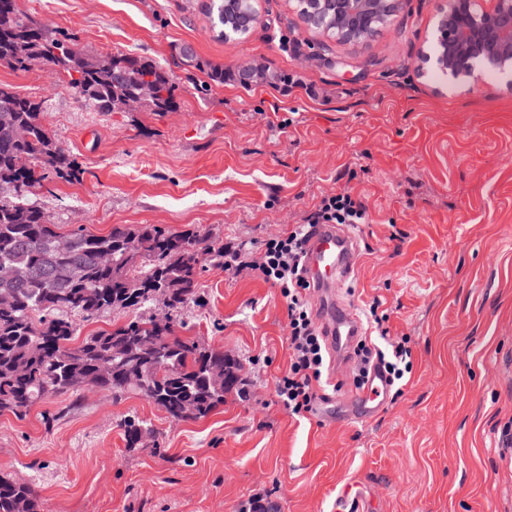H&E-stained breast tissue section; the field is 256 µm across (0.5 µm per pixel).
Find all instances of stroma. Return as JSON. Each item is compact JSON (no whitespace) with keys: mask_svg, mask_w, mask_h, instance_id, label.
Wrapping results in <instances>:
<instances>
[{"mask_svg":"<svg viewBox=\"0 0 512 512\" xmlns=\"http://www.w3.org/2000/svg\"><path fill=\"white\" fill-rule=\"evenodd\" d=\"M207 0H17L20 10L88 53H131L176 85L167 112H98L37 65H0V84L44 100L42 120L85 170L78 183L32 189L61 231L117 225L203 227L257 248L299 222L325 192L366 197L360 264L343 299H373L392 335L409 339L412 371L375 418L342 397L308 418L275 395L288 367L278 288L207 264L177 335L242 364L245 394L207 417L173 422L137 393L83 389L0 414V473L39 491L44 512H236L266 488L271 512H512V456L496 448L512 422V88L488 73L479 89L418 76L436 0H405L366 40L328 35L292 0H257L260 21L220 39ZM260 64L294 88L211 84L184 62ZM291 119L268 127L258 113ZM400 238H393V231ZM148 431L127 447L122 422Z\"/></svg>","mask_w":512,"mask_h":512,"instance_id":"1","label":"stroma"}]
</instances>
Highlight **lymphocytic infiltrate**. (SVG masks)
I'll return each mask as SVG.
<instances>
[{
	"instance_id": "obj_1",
	"label": "lymphocytic infiltrate",
	"mask_w": 512,
	"mask_h": 512,
	"mask_svg": "<svg viewBox=\"0 0 512 512\" xmlns=\"http://www.w3.org/2000/svg\"><path fill=\"white\" fill-rule=\"evenodd\" d=\"M366 203L351 192L339 190L321 194L301 223L268 237L258 252L225 247L224 269L233 275H245L279 289L285 301L288 327L287 370L277 379L276 396L289 413L298 417L315 414L327 400L322 385L327 346L309 302L312 288L304 274V245L312 228L320 224L358 226L367 223ZM371 303L367 317L374 336L358 339L353 354L356 359L354 386H364L371 371L383 373L389 382L403 378L411 368V349L407 338L389 336L388 315ZM386 347H379V340Z\"/></svg>"
}]
</instances>
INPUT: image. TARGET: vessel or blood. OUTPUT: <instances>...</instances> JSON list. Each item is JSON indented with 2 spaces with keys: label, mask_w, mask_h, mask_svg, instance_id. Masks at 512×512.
<instances>
[{
  "label": "vessel or blood",
  "mask_w": 512,
  "mask_h": 512,
  "mask_svg": "<svg viewBox=\"0 0 512 512\" xmlns=\"http://www.w3.org/2000/svg\"><path fill=\"white\" fill-rule=\"evenodd\" d=\"M358 264V243L340 227H321L306 246L305 267L316 288L319 320L333 364L339 370L348 363L355 341L364 333L359 319L338 295ZM344 395L358 417L368 420L383 410L388 388L384 381L373 379L364 388H347Z\"/></svg>",
  "instance_id": "b4317fda"
}]
</instances>
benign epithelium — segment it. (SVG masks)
<instances>
[{
    "label": "benign epithelium",
    "instance_id": "obj_1",
    "mask_svg": "<svg viewBox=\"0 0 512 512\" xmlns=\"http://www.w3.org/2000/svg\"><path fill=\"white\" fill-rule=\"evenodd\" d=\"M310 24L345 39L370 36L402 0H298ZM419 71L444 74L448 85L477 86L493 70L512 76V0H450L437 9L435 34L420 53Z\"/></svg>",
    "mask_w": 512,
    "mask_h": 512
}]
</instances>
